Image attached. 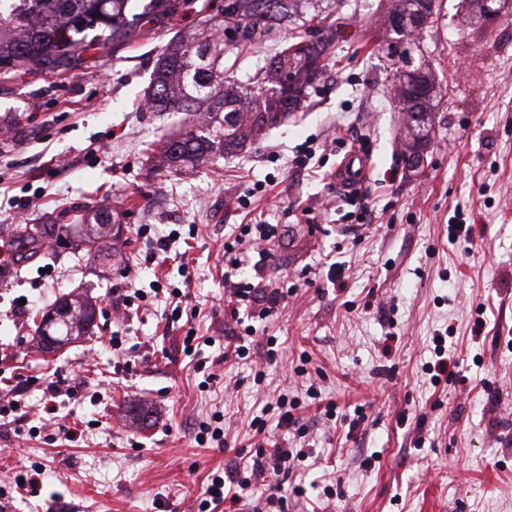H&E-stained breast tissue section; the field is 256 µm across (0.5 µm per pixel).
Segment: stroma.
<instances>
[{"label":"stroma","instance_id":"1","mask_svg":"<svg viewBox=\"0 0 512 512\" xmlns=\"http://www.w3.org/2000/svg\"><path fill=\"white\" fill-rule=\"evenodd\" d=\"M170 2L172 14L135 21L127 41L69 69L0 73V225L21 200L23 223L67 227L23 262L0 232V369L87 384L57 398L45 435L29 436L34 415L0 425V512H194L209 474L255 452L249 422L282 393L299 402L284 443L309 453L270 478L285 512H512V14L488 31L470 24L467 0H437L413 38L410 55L435 72L440 99L417 170L401 159L390 94L395 35L380 23L390 0H345L327 32L334 59L299 111L257 144L170 172L160 145L194 116L146 106L153 71L172 39L214 35L224 0ZM355 148L369 155L357 192L371 221L358 226L334 182ZM265 179L266 197L239 207ZM106 213L122 235L100 244L118 253L95 262L85 228ZM264 221L281 233L268 272L296 291L254 320L246 361L202 346L218 377L202 387L182 338L230 334L224 242ZM143 224L155 235L194 229L191 283L176 262L143 267ZM156 277L186 286L179 322L166 325L160 304L114 322L113 292ZM20 295L22 318L12 314ZM76 296L92 304L93 327L45 352L43 314ZM115 331L126 338L124 373L113 369ZM270 336L281 348L273 364ZM439 346L460 377L432 382ZM216 410L226 447L198 445L199 422ZM62 426L81 439L59 437ZM33 462L46 467L41 489L18 495L13 477Z\"/></svg>","mask_w":512,"mask_h":512}]
</instances>
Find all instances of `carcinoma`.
<instances>
[{"label": "carcinoma", "mask_w": 512, "mask_h": 512, "mask_svg": "<svg viewBox=\"0 0 512 512\" xmlns=\"http://www.w3.org/2000/svg\"><path fill=\"white\" fill-rule=\"evenodd\" d=\"M286 0H224L219 37L182 39L168 45L159 59L148 105L160 112H196L206 134L188 129L161 143L167 166L177 168L205 155L254 142L266 127L298 108L323 74L329 42L297 33L282 48L273 35L283 19ZM383 17L386 29L400 37L417 31L420 9L435 0H397ZM130 0H0V71L29 66L41 71L71 67L100 44L127 38L131 28L119 23ZM170 10L167 0H145L140 16ZM267 53L247 86L224 74V58L239 60L247 49ZM397 105L402 112L405 162L420 164L413 149L430 138L438 105L432 71L419 64L398 74ZM65 315L55 324L42 321L44 345L84 336L94 310L79 300L63 302Z\"/></svg>", "instance_id": "cac0c4a2"}]
</instances>
